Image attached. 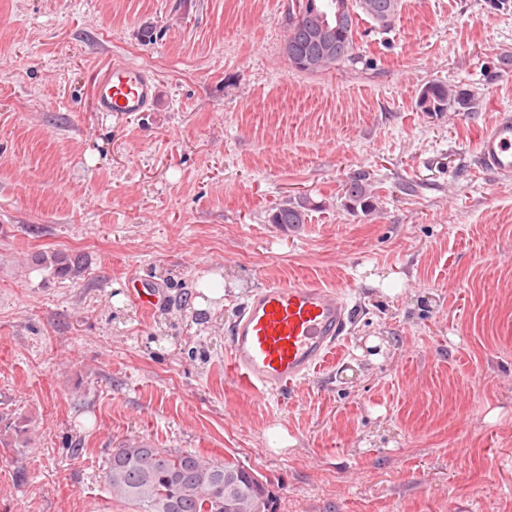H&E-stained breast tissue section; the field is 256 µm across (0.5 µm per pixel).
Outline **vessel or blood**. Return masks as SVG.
<instances>
[{
	"label": "vessel or blood",
	"instance_id": "1",
	"mask_svg": "<svg viewBox=\"0 0 512 512\" xmlns=\"http://www.w3.org/2000/svg\"><path fill=\"white\" fill-rule=\"evenodd\" d=\"M156 82L145 69L116 60L98 79L96 111L125 115L149 111ZM482 166L512 178V114L500 113L476 143ZM354 315L335 289L309 282H269L243 302L227 336L232 373L272 393L288 389L321 367L343 341Z\"/></svg>",
	"mask_w": 512,
	"mask_h": 512
}]
</instances>
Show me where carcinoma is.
Returning a JSON list of instances; mask_svg holds the SVG:
<instances>
[{
    "label": "carcinoma",
    "mask_w": 512,
    "mask_h": 512,
    "mask_svg": "<svg viewBox=\"0 0 512 512\" xmlns=\"http://www.w3.org/2000/svg\"><path fill=\"white\" fill-rule=\"evenodd\" d=\"M331 2L289 0V6H299V12L293 14L288 36L302 42L304 29L325 24L344 59L354 50L359 17L389 28L402 8L401 0H354L356 16L338 26ZM473 102L470 93L431 83L420 90L417 106L422 112L437 113L453 104L464 108ZM344 195L353 212L375 209L372 185L360 175L345 181ZM309 207L305 198L286 200L273 210L270 222L304 224ZM51 265L60 278L79 273L78 261L64 255L53 256ZM103 478L112 497L136 506L139 512H278L276 494L252 469L230 460L205 459L195 451L157 448L142 439H130L112 449Z\"/></svg>",
    "instance_id": "1"
}]
</instances>
